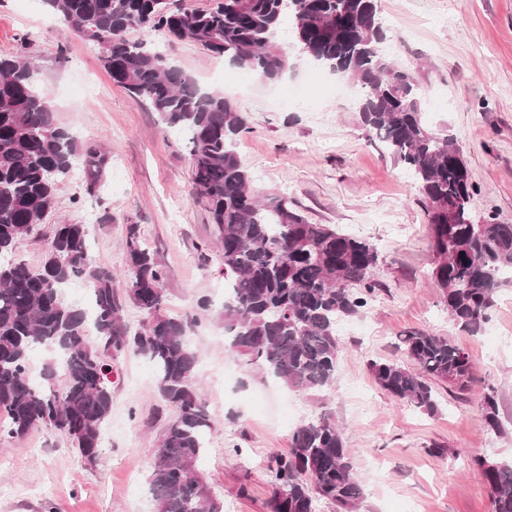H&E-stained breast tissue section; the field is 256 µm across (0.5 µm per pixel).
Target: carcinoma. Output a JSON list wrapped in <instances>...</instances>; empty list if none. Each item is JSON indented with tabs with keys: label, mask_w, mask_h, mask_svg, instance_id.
I'll return each mask as SVG.
<instances>
[{
	"label": "carcinoma",
	"mask_w": 512,
	"mask_h": 512,
	"mask_svg": "<svg viewBox=\"0 0 512 512\" xmlns=\"http://www.w3.org/2000/svg\"><path fill=\"white\" fill-rule=\"evenodd\" d=\"M85 39L96 43L112 80L144 101L162 121L187 134L192 185L204 197L219 232L224 282L232 294L217 314L230 348L295 391L322 394L335 387L339 319L358 313L377 283L376 248L329 224H311L285 194L260 195L237 151L247 117L224 92L201 87L145 41L135 27L190 39L264 81L282 79L298 57L330 64L360 91L363 126L411 174L426 209L435 258L432 279L448 316L476 333L512 275V224L489 213L474 222L471 181L463 146L426 125V90L387 59L385 21L378 0H217L187 10L174 0H44ZM38 69L20 57L0 56V436L22 438L51 427L66 435L89 463L100 452L101 428L112 409L109 360L132 350L155 369V393L176 415L154 449L150 492L156 512H223L197 470L210 421L195 387L196 358L186 341L199 315L160 314L169 272L128 227L127 285L92 263L88 231L79 222L55 225L38 269L13 257L22 240L52 210L57 186L76 165L86 191L96 192L108 152L80 144L54 119L37 81ZM83 279L92 311L64 302L68 285ZM129 300L149 320L131 332L121 320ZM95 337L89 336V331ZM412 366L371 365L376 384L428 414L438 409L435 383L461 388L472 363L448 338L411 331L401 338ZM52 352L36 386L30 355ZM63 387L55 389L56 379ZM485 421L500 429L496 395L485 396ZM493 512H512V463L473 458ZM269 512H317L327 501L353 512L362 497L346 439L329 415L296 426L286 454L267 467Z\"/></svg>",
	"instance_id": "carcinoma-1"
}]
</instances>
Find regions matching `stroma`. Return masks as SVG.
Here are the masks:
<instances>
[{
    "label": "stroma",
    "mask_w": 512,
    "mask_h": 512,
    "mask_svg": "<svg viewBox=\"0 0 512 512\" xmlns=\"http://www.w3.org/2000/svg\"><path fill=\"white\" fill-rule=\"evenodd\" d=\"M387 21L384 54L425 88L431 128L465 147L477 193L474 220L495 213L512 223V0H378ZM199 85L224 91L248 118L236 150L255 187L285 193L313 224L366 239L378 251V286L367 305L341 319L338 381L325 395L275 384L229 348L224 323L202 317L188 333L196 383L210 418L198 471L229 512H268L270 456L286 452L293 429L329 414L346 433L363 487L356 512H492L472 457L512 459V282L497 293L490 320L473 333L449 319L431 280L434 254L427 213L411 175L371 137L353 102L311 86V69L242 86L241 71L203 46L133 30ZM29 55L58 123L80 143L106 147L112 160L101 189L87 194L80 175L63 179L52 212L16 251L39 267L56 224H86L90 255L126 277L129 225L168 268L162 314L196 311L224 299L217 230L191 183L190 145L158 113L115 84L101 50L74 32L43 0H0V55ZM110 223H99L102 213ZM410 330L448 337L466 350L465 390L437 384L435 414L382 390L370 365L407 363L398 338ZM112 411L97 461L87 463L60 432L38 427L0 437V512H156L148 476L174 415L154 392V368L126 351L112 360ZM496 392L501 431L482 411ZM247 494H240V487Z\"/></svg>",
    "instance_id": "35a3bbf8"
}]
</instances>
